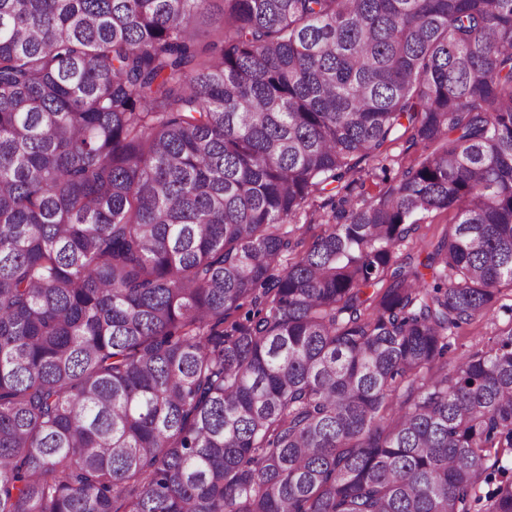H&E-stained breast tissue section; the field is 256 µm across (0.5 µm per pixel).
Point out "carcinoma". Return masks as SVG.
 Listing matches in <instances>:
<instances>
[{"instance_id": "obj_1", "label": "carcinoma", "mask_w": 512, "mask_h": 512, "mask_svg": "<svg viewBox=\"0 0 512 512\" xmlns=\"http://www.w3.org/2000/svg\"><path fill=\"white\" fill-rule=\"evenodd\" d=\"M209 2L0 0V512H512V0ZM321 202L322 199H318L314 202L315 205L307 206V214H303L298 224H287L285 226L286 230L290 231L296 227L301 228L295 231L294 235L304 238L307 243L311 242L313 236L321 233L326 228L325 220L327 219L326 215L329 212V207L320 208ZM311 213H314V215H311ZM310 218L313 219L312 223H310ZM500 305H512L511 298L504 297L497 304L496 308L480 321L472 333L451 340V348L448 351V363L457 361L464 353L471 349V346L475 343L482 340L486 342L489 337H493L500 329L511 326L512 313L505 311V309H500Z\"/></svg>"}]
</instances>
